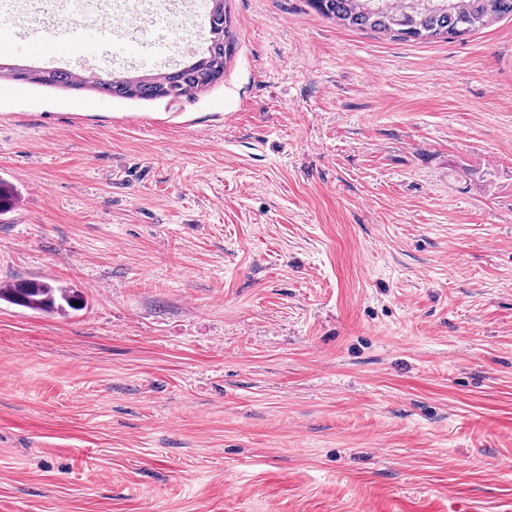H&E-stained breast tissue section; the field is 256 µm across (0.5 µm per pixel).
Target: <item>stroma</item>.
Returning <instances> with one entry per match:
<instances>
[{"mask_svg":"<svg viewBox=\"0 0 512 512\" xmlns=\"http://www.w3.org/2000/svg\"><path fill=\"white\" fill-rule=\"evenodd\" d=\"M169 0L98 70L199 58ZM179 101L0 78V512H512V18L453 40L227 0ZM31 70L78 49L22 0ZM0 300L33 311L65 312L77 310L80 296L72 289L40 279H21L0 287Z\"/></svg>","mask_w":512,"mask_h":512,"instance_id":"1","label":"stroma"}]
</instances>
